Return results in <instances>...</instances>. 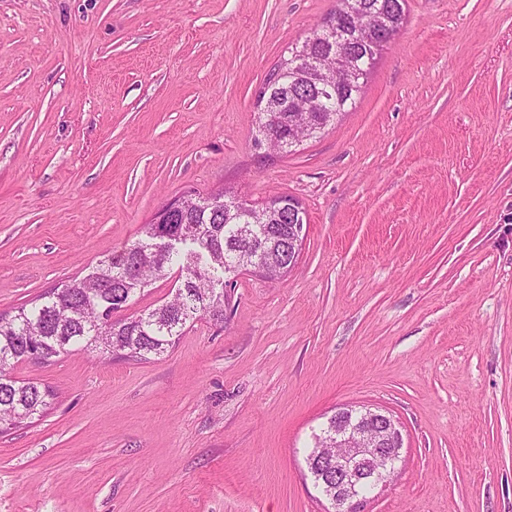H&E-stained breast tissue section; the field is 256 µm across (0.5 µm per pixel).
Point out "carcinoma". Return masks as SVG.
Segmentation results:
<instances>
[{
    "instance_id": "cac0c4a2",
    "label": "carcinoma",
    "mask_w": 512,
    "mask_h": 512,
    "mask_svg": "<svg viewBox=\"0 0 512 512\" xmlns=\"http://www.w3.org/2000/svg\"><path fill=\"white\" fill-rule=\"evenodd\" d=\"M351 6H375L385 12L392 37L406 23V0H340L331 17L337 23V38L305 40L293 48L291 56L273 72L280 78L275 97L314 94L292 69L294 59L302 52L316 55L345 42L356 55L357 66L327 100L337 116L355 104L374 60L388 41L355 32L348 12ZM289 117L288 112H259L253 142L273 135L282 141L283 150L292 148ZM220 196L222 200L215 202H186L177 222L144 225L138 238L112 251L87 275L70 279L11 313H0V435L10 434L16 422L41 416L52 399V392L40 382L17 380L12 374L16 363L50 364L76 350L96 357L161 356L194 322L206 317L224 322V287L239 273L243 258L273 278L283 277L291 221L283 213L268 210L265 224H250L242 216L228 223L224 201L233 193L224 190ZM170 277V300L151 310L112 319L136 304L145 288Z\"/></svg>"
}]
</instances>
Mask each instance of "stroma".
Here are the masks:
<instances>
[{"label":"stroma","instance_id":"obj_1","mask_svg":"<svg viewBox=\"0 0 512 512\" xmlns=\"http://www.w3.org/2000/svg\"><path fill=\"white\" fill-rule=\"evenodd\" d=\"M335 7L0 0V313L188 191L307 217L224 326L17 364L54 399L0 437V512H326L305 449L343 405L401 425L368 512H512V0H407L356 105L266 157L256 93Z\"/></svg>","mask_w":512,"mask_h":512}]
</instances>
